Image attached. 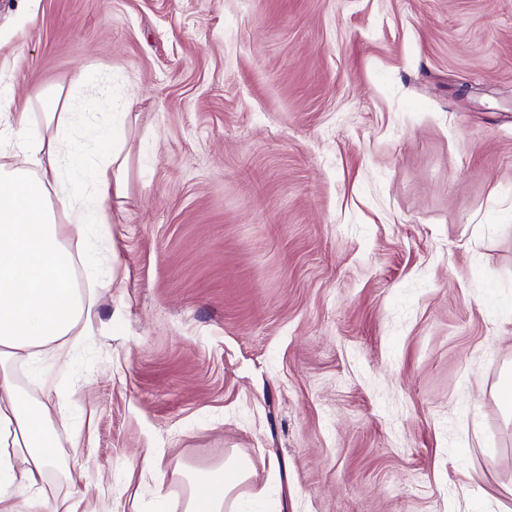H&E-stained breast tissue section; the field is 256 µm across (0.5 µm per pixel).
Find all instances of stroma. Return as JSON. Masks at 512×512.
I'll list each match as a JSON object with an SVG mask.
<instances>
[{
	"label": "stroma",
	"mask_w": 512,
	"mask_h": 512,
	"mask_svg": "<svg viewBox=\"0 0 512 512\" xmlns=\"http://www.w3.org/2000/svg\"><path fill=\"white\" fill-rule=\"evenodd\" d=\"M0 72L129 154L94 336L14 365L59 512H512V0H0ZM250 476V469L238 460L225 461L190 484L183 512H223L232 493Z\"/></svg>",
	"instance_id": "1"
}]
</instances>
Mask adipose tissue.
Returning a JSON list of instances; mask_svg holds the SVG:
<instances>
[{"label":"adipose tissue","mask_w":512,"mask_h":512,"mask_svg":"<svg viewBox=\"0 0 512 512\" xmlns=\"http://www.w3.org/2000/svg\"><path fill=\"white\" fill-rule=\"evenodd\" d=\"M85 149L66 113H45L36 130L28 113L0 111V153L25 161L0 164V512L42 503L57 462L54 415L24 396L10 364L22 355L69 357L93 333V286L108 284L91 268L83 290L70 274L76 259L93 258L110 227L109 201L126 197V159L115 148L90 165ZM250 475L238 460L225 461L191 483L183 512H224Z\"/></svg>","instance_id":"adipose-tissue-1"}]
</instances>
